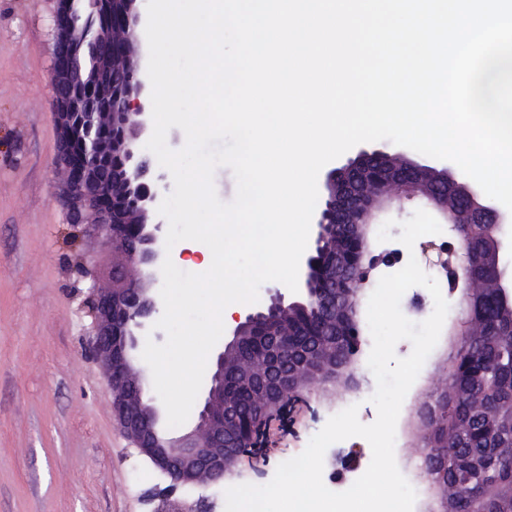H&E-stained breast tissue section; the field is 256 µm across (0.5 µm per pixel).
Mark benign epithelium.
<instances>
[{
  "label": "benign epithelium",
  "mask_w": 512,
  "mask_h": 512,
  "mask_svg": "<svg viewBox=\"0 0 512 512\" xmlns=\"http://www.w3.org/2000/svg\"><path fill=\"white\" fill-rule=\"evenodd\" d=\"M55 16L54 62L49 75L57 116L59 150L66 166V192L74 220L85 216L112 246V284L92 286L93 313L89 352L102 367L112 393L114 416L134 447L172 481V487L217 481L241 465L243 440L254 436L259 420H240L238 395L263 417L281 406L286 392L298 393L308 380H329L341 346L321 338L317 329L298 344L288 326V312L301 305L279 292L269 303L236 317L232 337L217 354L210 384L192 427L172 434L163 425L161 408L144 399L146 376L133 357L156 321L152 290L161 270V223L152 221L156 193L151 162L137 150L146 129V82L136 56L142 0H59ZM432 177L433 198L444 188L462 186L457 198L459 220L453 230L466 236L471 224L497 228V252L507 244L509 214L481 198L476 189L448 167L438 168L400 151L361 148L344 164L329 170L323 202L315 219L313 244L303 258L298 294L320 301L318 322L352 336L356 314L352 289L368 278L364 268V216L383 194L408 193ZM464 299L474 292L475 258L463 255ZM491 277L503 302L512 300V276L497 264ZM152 512H214L201 497L189 502L173 492L157 495Z\"/></svg>",
  "instance_id": "7a95c632"
}]
</instances>
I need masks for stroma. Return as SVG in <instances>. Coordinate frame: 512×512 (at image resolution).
Returning a JSON list of instances; mask_svg holds the SVG:
<instances>
[{"mask_svg": "<svg viewBox=\"0 0 512 512\" xmlns=\"http://www.w3.org/2000/svg\"><path fill=\"white\" fill-rule=\"evenodd\" d=\"M57 7L58 0H0V512H152L147 494L168 480L122 434L103 370L85 353L89 289L108 285L112 250L69 221L49 85ZM422 206L404 198L389 210L397 222L391 240L378 241V226H370L375 263L358 298L359 320L379 279L409 258L443 280L438 244L453 248L456 238L434 235L427 249L398 240L400 222ZM442 293L449 310L438 343L403 401V446L414 458L424 434L418 410L447 390L467 326L462 288ZM349 396L343 377L310 383L305 404L280 411L258 438L265 456L244 461L224 481L179 488L177 498L203 496L225 512L228 487L269 483L282 459L307 447ZM371 457L369 443L351 437L327 448L323 471L346 477Z\"/></svg>", "mask_w": 512, "mask_h": 512, "instance_id": "obj_1", "label": "stroma"}]
</instances>
